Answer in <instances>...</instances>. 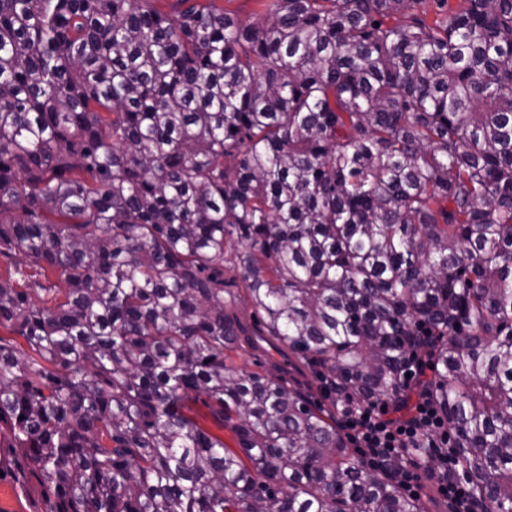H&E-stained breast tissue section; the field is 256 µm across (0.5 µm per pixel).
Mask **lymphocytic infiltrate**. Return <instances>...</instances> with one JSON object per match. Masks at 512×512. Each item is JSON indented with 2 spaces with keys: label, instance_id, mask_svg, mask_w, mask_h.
<instances>
[{
  "label": "lymphocytic infiltrate",
  "instance_id": "f902f5d3",
  "mask_svg": "<svg viewBox=\"0 0 512 512\" xmlns=\"http://www.w3.org/2000/svg\"><path fill=\"white\" fill-rule=\"evenodd\" d=\"M339 413L370 465L398 463L397 474L409 490L417 487L421 473L438 467L437 491L448 499L452 512H475L468 487L454 474L448 430L427 395L417 396L412 415L403 420L391 418L385 401L344 403Z\"/></svg>",
  "mask_w": 512,
  "mask_h": 512
}]
</instances>
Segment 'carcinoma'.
Instances as JSON below:
<instances>
[{"mask_svg":"<svg viewBox=\"0 0 512 512\" xmlns=\"http://www.w3.org/2000/svg\"><path fill=\"white\" fill-rule=\"evenodd\" d=\"M420 4L0 0V258L64 282L0 281L30 512H426L244 344L345 403L427 394L512 509V0ZM265 4L266 2L258 0H224V9L243 23H249L265 11ZM23 275L16 271V266L13 262L0 259V279L8 280L13 279L16 288H27L32 300L37 303H42L44 299L43 293L37 289L40 286H49L54 283L60 286L59 274L56 270L48 267L27 266L22 267ZM271 357L262 356L249 348H243L232 353L233 363L237 366L245 367L248 370L263 372L270 368L273 362H280L281 357L276 353H271Z\"/></svg>","mask_w":512,"mask_h":512,"instance_id":"carcinoma-1","label":"carcinoma"}]
</instances>
